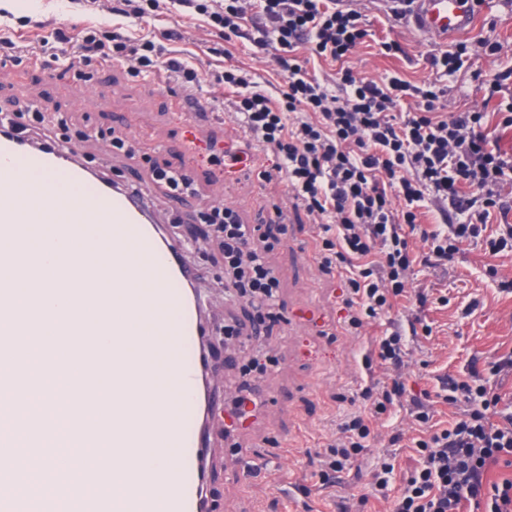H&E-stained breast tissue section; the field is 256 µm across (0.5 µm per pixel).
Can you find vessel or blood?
I'll return each instance as SVG.
<instances>
[{
    "label": "vessel or blood",
    "mask_w": 512,
    "mask_h": 512,
    "mask_svg": "<svg viewBox=\"0 0 512 512\" xmlns=\"http://www.w3.org/2000/svg\"><path fill=\"white\" fill-rule=\"evenodd\" d=\"M406 11L417 31L449 40L468 32L476 22L471 0H408ZM54 206L60 224H108L111 245L83 244L80 257L94 268L99 252L112 250V281L124 288L112 305L121 317L112 321V358L119 363L120 385L112 400V445L126 449L127 464L150 484L149 496L134 501V512H209L207 451L215 437L212 420L221 418L217 402L220 365L208 351V311L203 277L182 248L165 232L156 206L137 182L112 185L90 169L81 146L72 143L29 141L8 130L0 134V239L24 244V227L46 223L47 206ZM143 268L138 283H130L132 263ZM141 317L138 346L146 359L162 357L167 376L178 387L176 401L146 417L135 411L138 394L131 386L142 383L138 361L127 359L122 341L128 335L124 317ZM18 379L0 375V417L10 418L20 408L15 395ZM72 395L57 392L53 402L65 432L60 447L95 441L84 427ZM141 448L166 452L159 468L140 461ZM72 471L60 464L49 484L36 496L15 491L0 495V512H114L110 493L71 495Z\"/></svg>",
    "instance_id": "b4317fda"
}]
</instances>
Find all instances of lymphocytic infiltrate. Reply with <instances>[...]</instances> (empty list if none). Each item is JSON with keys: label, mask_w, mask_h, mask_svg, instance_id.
Segmentation results:
<instances>
[{"label": "lymphocytic infiltrate", "mask_w": 512, "mask_h": 512, "mask_svg": "<svg viewBox=\"0 0 512 512\" xmlns=\"http://www.w3.org/2000/svg\"><path fill=\"white\" fill-rule=\"evenodd\" d=\"M252 11L262 23L248 34L242 23ZM162 13L205 17L220 40L245 36L257 52L273 56L284 81L279 96L235 68L216 80L233 91L235 119L271 155L264 178L285 179L315 220L334 225V236L322 242L321 268L343 280L341 311L348 327L386 314L402 297L414 262L410 236L427 244L424 264L444 265L480 235L493 211L506 210L499 187L512 180V153L501 149L484 113L439 115L436 103L446 90L433 81L416 84L397 75L377 81L343 67L332 90L299 63L302 46L321 60L351 57L366 30L348 0H113L112 24L58 27L50 41L19 44L16 30L0 22V60L23 51L37 61L55 42L64 47L55 57L62 67L75 52L88 62H128L139 75L196 84V68L166 51L179 32L146 28ZM402 106L407 114L395 119ZM429 197L448 204L460 221L444 230L421 224L420 209ZM207 223L224 260L227 287L273 333L282 319L279 280L260 245L259 226L240 222L220 203L210 207ZM439 388L446 403L462 401L466 408L443 426L421 397H412L420 427L413 441L418 464L393 512H463L467 503L476 512H512V477L488 479L491 467L512 465V411L501 408L476 371L464 380L441 377ZM404 392L396 380L378 391L364 388L366 411L345 417L340 438L319 461L322 484L357 462L373 418Z\"/></svg>", "instance_id": "obj_1"}]
</instances>
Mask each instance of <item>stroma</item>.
<instances>
[{"mask_svg":"<svg viewBox=\"0 0 512 512\" xmlns=\"http://www.w3.org/2000/svg\"><path fill=\"white\" fill-rule=\"evenodd\" d=\"M365 17L368 35L350 58L356 73L376 80L401 73L420 83L431 79L428 55L454 50L457 42L467 46L463 67L449 76L448 93L439 102L441 112L481 110L485 90L479 75L512 69V0H486L479 9L475 28L459 41L439 42L412 31L406 22H396L378 0H355ZM52 19V27H82L90 22L112 21V0H99L92 15H85L68 0H35L30 8H15L13 25L21 26L24 39L36 31L22 27L29 15ZM178 27L181 37L170 43L177 57L193 62L200 81L186 88L151 78L133 76L129 67H101L75 61L65 75H57L53 63L38 67L26 64L0 65V111L42 114L45 133L58 141H82L84 159L109 177L127 181L141 176L154 200L167 217L171 237L184 241L203 237L204 214L217 202L232 208L247 224L261 225L276 233V209L291 220V230L281 237L270 256L280 285L283 319L273 335L246 336L230 346L215 344L212 357L224 363L241 361L258 352H270L274 361L252 384L260 407L237 433L235 443L221 442L211 451L208 485L214 491L215 512H392L393 500L367 496L373 469L385 456L395 458L390 489L398 491L417 464L407 446L416 435L409 394L431 392L429 401L436 420L446 422L454 407L436 398V378L448 374L462 379L469 368L487 373L492 361L512 353V293L499 284L512 281V252L487 258L482 239H475L452 262L437 268L413 264L407 275L406 294L389 313L359 329L339 321L340 280L320 267L323 225L314 223L298 207L284 181L261 176L267 156L249 144V135L223 111L233 95L217 84L213 75L234 65L251 74L269 93L283 81L270 56L255 53L250 42L237 38L213 53L214 33L203 20L182 23L159 15L148 29ZM51 29L39 33L50 36ZM488 42L499 52L489 56ZM395 51H386V44ZM132 142L134 155L113 146L114 139ZM216 144L249 146L251 163L228 174L201 162L197 150ZM186 169L195 181L196 193L172 198L153 181L152 165ZM189 258L207 279L208 297L220 303V315L212 333H224L225 320L246 318L251 311L243 299L228 295L224 287V264L209 250L193 249ZM494 272H487V265ZM426 291L430 301L418 307L415 295ZM447 304H440V296ZM431 325L430 336H412L407 329L415 318ZM404 329L405 357L400 366H366L365 357L377 340L394 328ZM404 383L407 397L390 413L374 419L373 437L356 466L344 471L335 486L322 487L316 474V455L339 435L346 414L363 409L361 390L391 380ZM402 434L403 447L389 444L392 434ZM250 467L248 478H239V467Z\"/></svg>","mask_w":512,"mask_h":512,"instance_id":"35a3bbf8","label":"stroma"}]
</instances>
